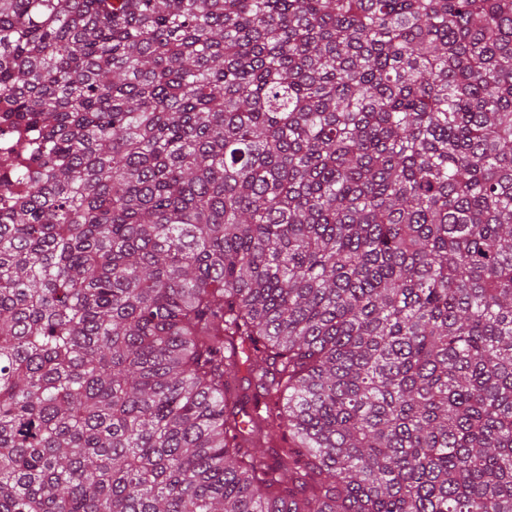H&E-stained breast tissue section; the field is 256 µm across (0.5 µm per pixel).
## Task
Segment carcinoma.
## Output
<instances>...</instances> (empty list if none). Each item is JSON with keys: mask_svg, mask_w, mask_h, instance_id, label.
<instances>
[{"mask_svg": "<svg viewBox=\"0 0 512 512\" xmlns=\"http://www.w3.org/2000/svg\"><path fill=\"white\" fill-rule=\"evenodd\" d=\"M1 96L0 512H512V0H0Z\"/></svg>", "mask_w": 512, "mask_h": 512, "instance_id": "obj_1", "label": "carcinoma"}]
</instances>
